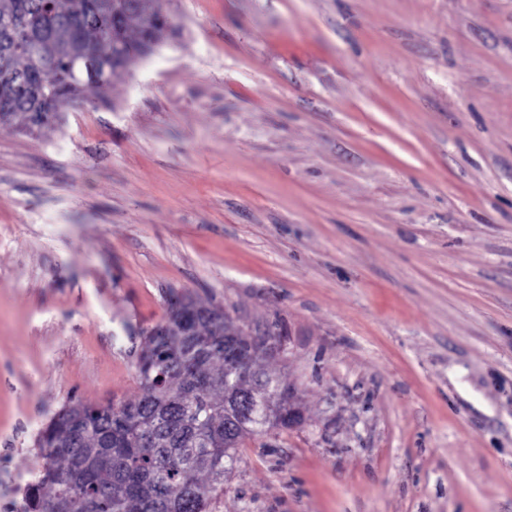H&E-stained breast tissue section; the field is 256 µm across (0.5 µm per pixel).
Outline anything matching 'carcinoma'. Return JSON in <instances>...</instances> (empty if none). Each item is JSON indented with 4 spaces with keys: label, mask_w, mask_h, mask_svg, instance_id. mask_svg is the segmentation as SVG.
<instances>
[{
    "label": "carcinoma",
    "mask_w": 512,
    "mask_h": 512,
    "mask_svg": "<svg viewBox=\"0 0 512 512\" xmlns=\"http://www.w3.org/2000/svg\"><path fill=\"white\" fill-rule=\"evenodd\" d=\"M42 14L44 37L0 65V125L29 133L112 85L87 73L84 50L110 64L117 79L148 36L165 38L158 12L143 8L121 5L112 14L99 0H0V41L7 33L24 40V18ZM117 22L126 49L121 59L112 39ZM192 320L210 338L204 350L193 336L160 335V323L148 331L137 367L139 397L78 400L52 418L38 443L42 463L23 512H206L224 490L240 444L257 433L239 408L226 412L240 391L229 368L240 340L208 315ZM266 386L278 390L281 428L299 424L300 404H288V387L263 368L252 391L260 396Z\"/></svg>",
    "instance_id": "cac0c4a2"
}]
</instances>
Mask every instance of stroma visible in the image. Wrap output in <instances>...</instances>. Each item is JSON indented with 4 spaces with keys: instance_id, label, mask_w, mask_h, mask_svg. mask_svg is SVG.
Masks as SVG:
<instances>
[{
    "instance_id": "obj_1",
    "label": "stroma",
    "mask_w": 512,
    "mask_h": 512,
    "mask_svg": "<svg viewBox=\"0 0 512 512\" xmlns=\"http://www.w3.org/2000/svg\"><path fill=\"white\" fill-rule=\"evenodd\" d=\"M104 98L0 127V512L192 294L300 425L207 512H512V0H172Z\"/></svg>"
}]
</instances>
